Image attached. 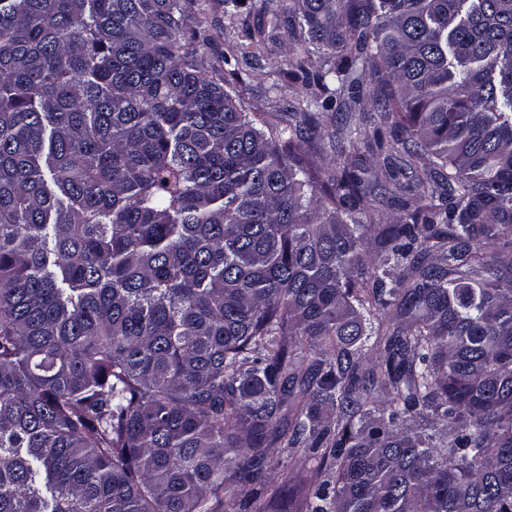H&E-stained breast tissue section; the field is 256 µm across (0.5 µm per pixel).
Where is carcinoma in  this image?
Listing matches in <instances>:
<instances>
[{
	"mask_svg": "<svg viewBox=\"0 0 512 512\" xmlns=\"http://www.w3.org/2000/svg\"><path fill=\"white\" fill-rule=\"evenodd\" d=\"M193 2L0 0V512H512V0H265L266 129ZM192 15L199 21L213 25L220 22L224 27V40L220 39L218 49L206 56L207 65L213 64L224 69V88L233 96H236L242 107L250 115L263 118L270 125H279L288 120V113L292 112V106H296L298 98H301V86L286 75L288 69V48L280 45L278 41H269L264 49V57L261 60V68L248 69L245 66L236 69V74H231L234 62L225 65L222 55L228 53L229 47L241 41L242 22L246 19L252 24L253 11L248 14L246 9L250 5L260 2L257 0L241 1L243 7L240 13L229 20L224 16V5L218 6L214 0H196ZM350 150L352 153L353 159L359 160L358 162L364 164V166L369 167L370 171L368 174L369 178V188L368 190L372 192V195H376L378 192H380V188L382 187H389V176L385 172V169L383 168H373L371 169L369 162L366 161L365 163V156L366 152L363 148V146L358 145V150H353L352 147L349 149L347 145V152ZM274 480L272 486L279 491H288V487H296V484L309 475L312 463L308 460V454L299 448L288 458V451L274 459Z\"/></svg>",
	"mask_w": 512,
	"mask_h": 512,
	"instance_id": "1",
	"label": "carcinoma"
}]
</instances>
